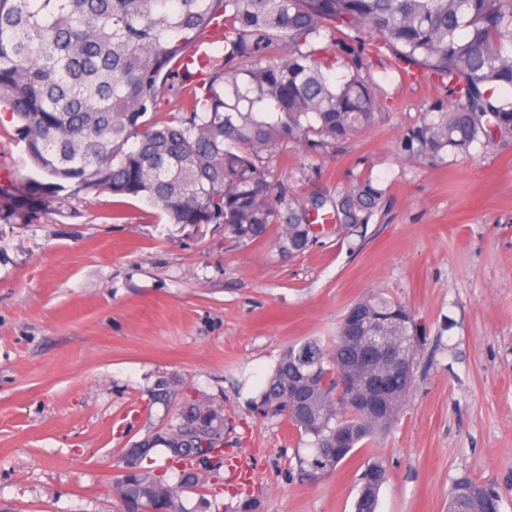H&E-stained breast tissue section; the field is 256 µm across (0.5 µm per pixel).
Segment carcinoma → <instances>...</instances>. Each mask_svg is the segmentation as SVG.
<instances>
[{
  "label": "carcinoma",
  "instance_id": "carcinoma-1",
  "mask_svg": "<svg viewBox=\"0 0 512 512\" xmlns=\"http://www.w3.org/2000/svg\"><path fill=\"white\" fill-rule=\"evenodd\" d=\"M387 60L455 100L404 127L396 154L437 163L512 140V96L502 95L512 92V0H0V105L47 178L1 183L0 212L22 220L61 192H106L145 201L174 227L222 224L250 242L279 224L275 245L290 255L331 222L360 236L387 205L371 177L299 194L274 169L290 151L317 156L379 124L388 93L375 68ZM415 336L409 310L373 293L348 308L330 345L280 354L252 408L309 438L293 479L319 481L392 426L412 386ZM364 344L396 353L373 367L387 380L381 411L340 394L341 376L370 372L355 363ZM174 395L166 380L151 390L165 405ZM224 435L221 411L182 402L169 426L123 449L113 495L149 512H258L241 487L220 511L181 499L206 475L228 481V459L207 454ZM158 448L183 461L175 485L153 466ZM386 479L380 462L367 464L355 512H377ZM488 500L487 486L462 475L448 512H487Z\"/></svg>",
  "mask_w": 512,
  "mask_h": 512
}]
</instances>
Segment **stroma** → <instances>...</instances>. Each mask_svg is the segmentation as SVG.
Returning <instances> with one entry per match:
<instances>
[{"mask_svg":"<svg viewBox=\"0 0 512 512\" xmlns=\"http://www.w3.org/2000/svg\"><path fill=\"white\" fill-rule=\"evenodd\" d=\"M386 119L311 158L289 152L277 179L298 193L368 175L390 204L365 235L319 237L299 256L223 225L159 221L110 194L53 199L0 220V512H116L121 450L168 426L158 380L177 401L223 412L224 447L250 457L259 512H354L359 476L379 460L378 512H446L463 474L512 512V142L435 165L392 149L402 127L452 97L376 72ZM17 123L0 112V178L29 174ZM373 292L418 327L413 386L382 438L313 484L292 481L298 446L284 422L252 411L279 355L327 341Z\"/></svg>","mask_w":512,"mask_h":512,"instance_id":"stroma-1","label":"stroma"}]
</instances>
